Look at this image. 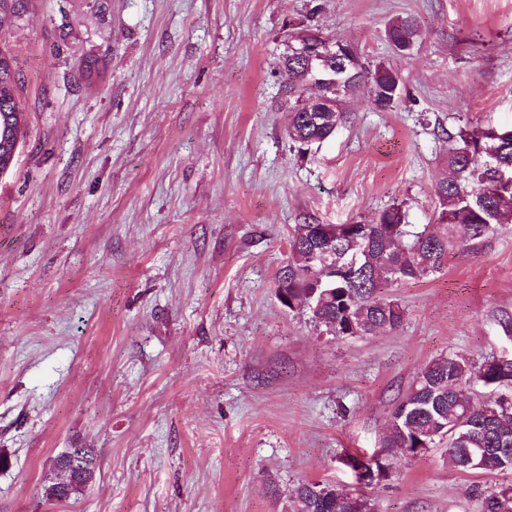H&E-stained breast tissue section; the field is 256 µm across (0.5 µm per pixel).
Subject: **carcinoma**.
I'll return each instance as SVG.
<instances>
[{
    "label": "carcinoma",
    "instance_id": "1",
    "mask_svg": "<svg viewBox=\"0 0 512 512\" xmlns=\"http://www.w3.org/2000/svg\"><path fill=\"white\" fill-rule=\"evenodd\" d=\"M417 26L410 18L386 30L388 41L398 48H411ZM324 60L307 62L286 51L281 55V76L288 86L291 106L288 137L305 154L314 144L334 135L349 117L341 112H307L302 94ZM340 103L357 94L378 110L392 107L401 97V83L392 69L380 66L361 72L355 65L347 73ZM13 85L14 94L0 98V124L13 120L21 133L24 112L20 107L16 76L4 71L0 83ZM446 170L437 181L435 195L438 223L448 232L417 231L399 206H392L374 224H328L319 234L317 224H298L289 240L290 257L278 273L276 292L288 295V308L305 307L312 318L336 337H363L401 327L405 312L385 288L407 280L428 278L444 268L454 250L463 249L495 233L512 208V184L500 178L512 175V133L492 125H459L446 132ZM339 248L356 256L355 270L343 278L324 274L315 255ZM479 384L496 393L476 401L470 390ZM441 444L448 464L468 472H512V358H492L479 365L450 354L422 368L394 408L391 422L381 438L382 451L366 461L376 477L385 479L389 459L401 454L420 456ZM482 448L473 459L469 451ZM95 476L80 478L60 488L58 478L44 487L50 501L62 502L82 493ZM472 494L487 512H512V484L495 489L476 486ZM350 494L337 484L303 481L289 502V512H350Z\"/></svg>",
    "mask_w": 512,
    "mask_h": 512
}]
</instances>
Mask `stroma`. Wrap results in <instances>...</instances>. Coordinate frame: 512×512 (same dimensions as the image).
I'll return each mask as SVG.
<instances>
[{
	"label": "stroma",
	"mask_w": 512,
	"mask_h": 512,
	"mask_svg": "<svg viewBox=\"0 0 512 512\" xmlns=\"http://www.w3.org/2000/svg\"><path fill=\"white\" fill-rule=\"evenodd\" d=\"M412 18L407 53L386 27ZM355 46L402 84L298 154L280 56L300 29ZM25 129L0 175V512H281L303 480L366 512H481L439 449L371 456L417 373L512 355V221L389 288L396 331L338 338L275 291L298 224H366L393 205L436 227L462 124L512 127V0H21L0 31ZM99 456L55 505L50 461ZM94 458L96 460L95 467L89 453L83 448H67L60 454L62 466L76 477H84L87 472L93 471L94 474L86 478H80L66 485L63 490L60 489L58 482V475L52 478L44 487V495L49 501L62 502L70 499L73 496L81 494L86 487L93 483L98 469V455L93 449Z\"/></svg>",
	"instance_id": "1"
}]
</instances>
